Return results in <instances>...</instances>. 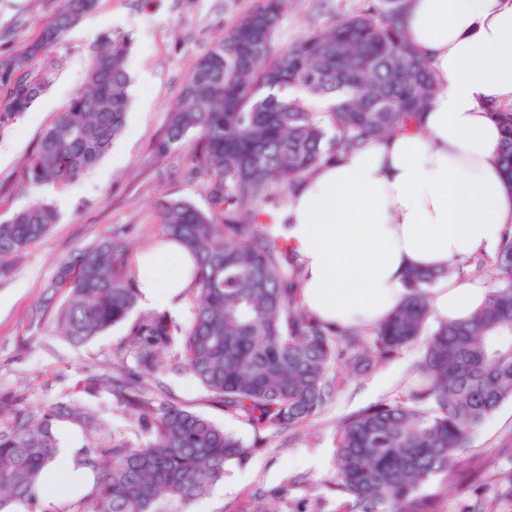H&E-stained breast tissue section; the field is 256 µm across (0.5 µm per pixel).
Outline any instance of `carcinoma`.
Masks as SVG:
<instances>
[{"instance_id": "cac0c4a2", "label": "carcinoma", "mask_w": 512, "mask_h": 512, "mask_svg": "<svg viewBox=\"0 0 512 512\" xmlns=\"http://www.w3.org/2000/svg\"><path fill=\"white\" fill-rule=\"evenodd\" d=\"M98 0H61L40 37L0 61V124L28 112L52 84L59 60L47 54ZM288 0H263L201 53L169 114L165 152L195 137L191 162L209 182L208 207L160 199V243L176 241L194 258L192 317L183 324L155 310L129 326L112 370L117 402L140 439L109 431L92 404L56 402L34 414L0 404V512L25 503L45 509L38 490L60 447L57 423L96 435L86 457L97 476L87 512H181L255 450L211 419L159 401L147 378L166 362L190 374L224 411L256 436L316 419L342 384L391 360L428 334L404 391L345 416L336 432L330 487L344 512H437L441 489L472 467L462 456L476 430L512 400V226L491 259L493 285L471 317L428 329L429 288L439 271L411 270L408 293L378 327L331 328L301 304V269L286 243L267 231L265 205L279 204L325 160L420 121L435 86L427 61L403 37L405 0H362L286 50L274 38ZM130 34L102 35L82 90L46 128L20 171L27 184L64 185L94 166L124 130L131 78ZM504 132L499 160L512 183V107L496 110ZM38 201L0 219L2 258L42 241L58 223ZM138 299L129 247L115 234L63 259L47 283L36 319L55 307L62 335L83 345L125 323Z\"/></svg>"}]
</instances>
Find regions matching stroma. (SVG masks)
I'll return each instance as SVG.
<instances>
[{"label": "stroma", "instance_id": "35a3bbf8", "mask_svg": "<svg viewBox=\"0 0 512 512\" xmlns=\"http://www.w3.org/2000/svg\"><path fill=\"white\" fill-rule=\"evenodd\" d=\"M261 0H99L55 50L61 65L52 86L29 112L0 127V148L10 151L0 162V218L38 200L53 203L59 222L38 245L22 255L11 279L0 281V401L37 410L59 401L94 402L112 433L134 438L136 424L120 406L107 382L112 360L126 334L111 328L81 346L60 336L54 313L34 321L40 301L59 262L75 247L91 244L111 231L122 232L135 252L147 250L160 233L157 200L186 199L207 205V180L190 162L194 137L165 153L155 144L166 131L182 83L196 58L218 41L224 29ZM354 0H292L276 33L288 48L310 29L353 7ZM58 0H0V59L20 54L37 39ZM130 33L133 47L126 67L132 78V103L123 133L110 151L77 180L63 186L22 183L19 173L42 132L65 112L82 87L90 54L107 30ZM415 342L394 360L337 387L324 412L306 427L266 434V445L248 460L229 466L208 494L185 512H252L276 505L279 512H342V500L329 488L337 424L344 415L391 398L420 359ZM97 376L95 397L83 381ZM158 397L199 412L246 442L252 428L239 417L212 407L207 392L187 375L158 373L149 382ZM465 456L478 458V476L441 491L437 512H512L495 479L512 472V400L505 402L473 435Z\"/></svg>", "mask_w": 512, "mask_h": 512}]
</instances>
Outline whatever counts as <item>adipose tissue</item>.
<instances>
[{
  "instance_id": "1",
  "label": "adipose tissue",
  "mask_w": 512,
  "mask_h": 512,
  "mask_svg": "<svg viewBox=\"0 0 512 512\" xmlns=\"http://www.w3.org/2000/svg\"><path fill=\"white\" fill-rule=\"evenodd\" d=\"M402 30L438 84L419 125L323 163L274 214L303 268L306 307L334 328L383 322L412 269L441 274L430 289L436 319L468 318L488 290L453 269L493 253L512 224L494 117L512 107V0H406ZM191 268L177 243L142 253L141 304L179 310ZM60 433L49 485L90 492L96 475L80 443Z\"/></svg>"
}]
</instances>
